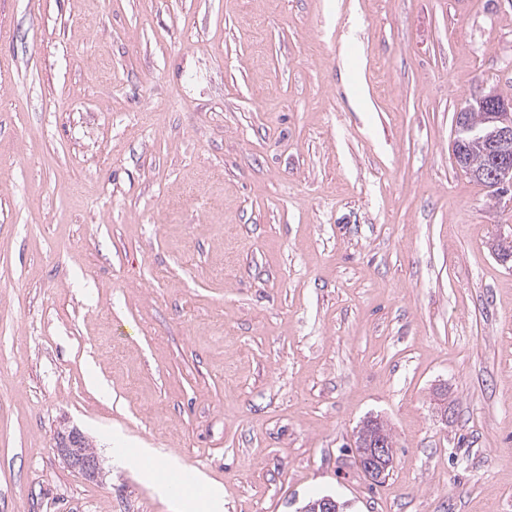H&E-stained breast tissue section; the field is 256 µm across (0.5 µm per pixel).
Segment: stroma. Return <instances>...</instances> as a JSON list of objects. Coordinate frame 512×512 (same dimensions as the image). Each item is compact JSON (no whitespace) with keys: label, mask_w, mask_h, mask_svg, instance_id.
<instances>
[{"label":"stroma","mask_w":512,"mask_h":512,"mask_svg":"<svg viewBox=\"0 0 512 512\" xmlns=\"http://www.w3.org/2000/svg\"><path fill=\"white\" fill-rule=\"evenodd\" d=\"M492 89L512 0H0V512H174L146 445L224 512H512ZM476 101L481 110L477 108L470 112L474 108V105H470L461 112H467L466 121L470 126L485 124L471 130L473 143L483 144L487 141L488 166L480 178L496 193L504 192L512 186V150L509 147L512 144V102L504 100L495 91L482 95ZM466 148L465 163L460 168L483 183L473 172L484 166L485 147L470 144ZM362 432L365 435L363 442H367L375 436L383 435L390 444L392 443L390 432L383 423L370 425L367 429H365L364 424L357 432L356 443L361 438ZM363 442L358 443L359 448H361L358 452L359 465L367 476L380 480L392 466V452L388 450V445L383 439L369 441L368 448ZM376 464H379L378 470H376ZM70 433L67 436L61 435L58 437L57 446L61 444H64V442L69 440ZM62 448H68L65 449L63 454V459L70 465L79 467V464L83 457L88 456L84 458L80 464V469L87 475L94 477L99 470V460L96 456H91L94 454L92 451V448L90 447V444L87 440H85L80 446L74 447V446H64Z\"/></svg>","instance_id":"35a3bbf8"}]
</instances>
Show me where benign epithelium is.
Masks as SVG:
<instances>
[{"label": "benign epithelium", "mask_w": 512, "mask_h": 512, "mask_svg": "<svg viewBox=\"0 0 512 512\" xmlns=\"http://www.w3.org/2000/svg\"><path fill=\"white\" fill-rule=\"evenodd\" d=\"M477 105L487 113L484 126L472 129L473 142L487 144L488 166L480 178L488 187L502 192L512 187V102L491 91L479 97ZM358 446L361 469L367 476L381 479L393 463L387 443L379 439Z\"/></svg>", "instance_id": "1"}]
</instances>
